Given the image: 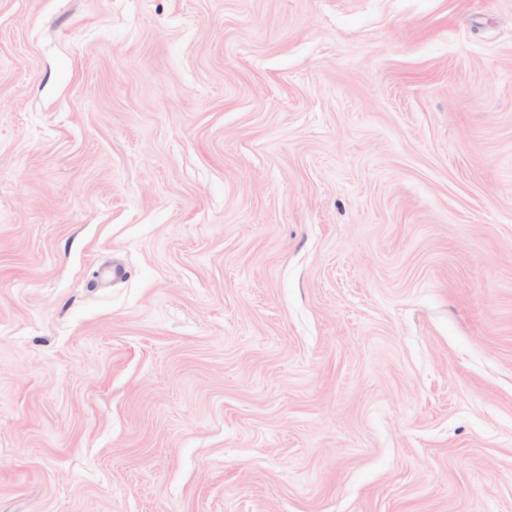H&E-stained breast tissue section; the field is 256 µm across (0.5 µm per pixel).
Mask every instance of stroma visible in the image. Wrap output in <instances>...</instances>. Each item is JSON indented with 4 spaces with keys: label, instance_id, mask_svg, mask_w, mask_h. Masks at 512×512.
<instances>
[{
    "label": "stroma",
    "instance_id": "1",
    "mask_svg": "<svg viewBox=\"0 0 512 512\" xmlns=\"http://www.w3.org/2000/svg\"><path fill=\"white\" fill-rule=\"evenodd\" d=\"M0 512H512V0H0Z\"/></svg>",
    "mask_w": 512,
    "mask_h": 512
}]
</instances>
